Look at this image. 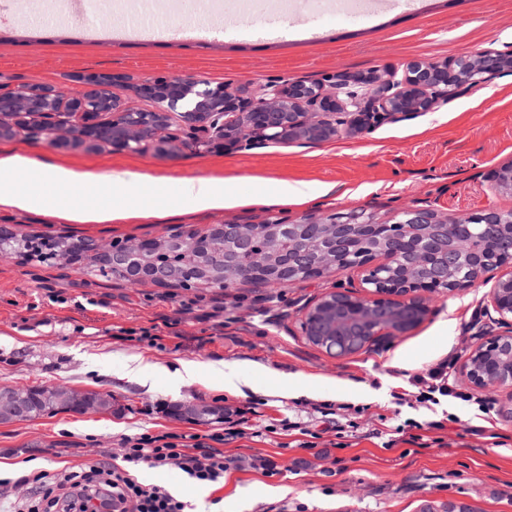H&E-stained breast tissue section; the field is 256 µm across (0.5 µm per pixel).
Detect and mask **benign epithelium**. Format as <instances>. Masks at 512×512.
<instances>
[{"label": "benign epithelium", "instance_id": "obj_1", "mask_svg": "<svg viewBox=\"0 0 512 512\" xmlns=\"http://www.w3.org/2000/svg\"><path fill=\"white\" fill-rule=\"evenodd\" d=\"M512 69V54L483 50L471 56L408 62L401 78L372 71H340L331 88L320 81L290 80L258 90H232L194 77H159L139 84L146 109L114 94L126 82L118 74L79 76L81 90L0 86V138L39 137L52 147L107 145L114 151H161L187 132L181 145L231 150L245 141L320 144L432 112L465 85L477 86ZM362 88L343 99L338 89ZM494 185L512 191V164L491 170ZM191 253V265L152 257L156 244ZM112 273L132 286H189L202 275L215 288L237 282L280 286L361 270L359 288H335L314 299L301 321L303 336L342 359L385 345L432 312L435 300L478 283L490 285L487 337L471 343L460 375L478 391L501 390L512 398V210L491 207L448 220L432 207H412L380 221L365 209L328 215L308 213L294 223L217 224L206 232L187 227L157 239L97 245ZM469 271L456 275L462 264ZM0 390V425L22 421L30 409L65 402L82 414H102L92 391L65 386Z\"/></svg>", "mask_w": 512, "mask_h": 512}]
</instances>
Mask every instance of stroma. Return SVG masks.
<instances>
[{
  "instance_id": "35a3bbf8",
  "label": "stroma",
  "mask_w": 512,
  "mask_h": 512,
  "mask_svg": "<svg viewBox=\"0 0 512 512\" xmlns=\"http://www.w3.org/2000/svg\"><path fill=\"white\" fill-rule=\"evenodd\" d=\"M291 38H241L251 19H231L224 38L115 36L103 32L105 13L83 10L63 26L29 33L0 0V85H65L76 88L78 75L122 74L119 88L130 96L141 82L160 76H196L237 88L278 84L289 79L331 81L346 70L382 74L402 71L415 58L469 56L490 48L512 52V0H420L418 11L375 5L357 20L342 17L330 0H311ZM20 153L43 163H61L100 176L128 171L141 175L134 194L103 186L96 195L80 188L58 191L49 207L91 199L101 205L130 201L164 209L149 222L76 224L37 212L0 209V225L16 234L71 236L95 242L157 238L192 226L256 221L268 215L296 220L303 214H330L369 207L381 217L417 204L460 218L489 206L512 209V191H500L486 173L512 163V72L479 88L463 91L432 112L386 124L351 138L318 145H244L231 153L196 154L180 150L115 152L101 146L61 151L41 139H0V154ZM228 178L237 195H275L281 183L304 182L313 194L301 206L248 204L192 211L176 197L183 179ZM356 273L268 288L241 283L231 288L128 287L115 277L82 274L63 262L0 259V387L69 386L111 392L121 411L82 415L60 412L0 426V475L35 468L55 470L106 460L117 462L125 436L143 431L202 433L211 423L177 419L162 405L185 401L223 404L220 376L212 367L265 365L238 401L262 403L267 418L290 415L295 403H349L362 406L357 433L338 438L320 419L318 448L278 447L264 438L225 445V455L243 460L223 486L202 487L186 475L140 467L136 476L159 484L186 502L188 512H221L237 502L236 512H420L425 502H462L474 512H512V421L501 417L511 399L490 391L492 437L470 434L479 425L476 406L445 400L441 410L456 423L443 443L427 448L399 444L382 447L372 429L409 419H431L425 406L395 404L392 392L403 377L429 362L465 353L486 330V286L439 299L433 313L411 332L380 349L336 359L311 345L300 329L306 304L325 291L357 285ZM64 303H54L55 295ZM220 305L229 318L223 330L208 319ZM160 327L162 347L148 341H123L121 328ZM147 361V385L125 375L129 356ZM199 364V382L179 383V362ZM272 457L279 472L267 476L252 468Z\"/></svg>"
}]
</instances>
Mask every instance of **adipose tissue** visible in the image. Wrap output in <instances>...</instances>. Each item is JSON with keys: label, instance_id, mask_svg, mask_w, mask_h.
<instances>
[{"label": "adipose tissue", "instance_id": "obj_1", "mask_svg": "<svg viewBox=\"0 0 512 512\" xmlns=\"http://www.w3.org/2000/svg\"><path fill=\"white\" fill-rule=\"evenodd\" d=\"M33 175L43 187H84L99 183V176L78 172L62 165L38 164L19 154L0 158V208L30 211L38 209L42 197L39 193L19 190L9 174ZM178 193L187 198L199 210L221 209L237 204L238 199L226 192L224 183L211 178H192L180 181ZM153 207H105L90 203L69 206L60 215L79 224H107L127 218H150L156 216Z\"/></svg>", "mask_w": 512, "mask_h": 512}]
</instances>
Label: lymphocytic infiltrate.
I'll return each mask as SVG.
<instances>
[{
	"mask_svg": "<svg viewBox=\"0 0 512 512\" xmlns=\"http://www.w3.org/2000/svg\"><path fill=\"white\" fill-rule=\"evenodd\" d=\"M448 359H440L407 379L406 387L394 393L397 404L436 405L441 399H456L476 405L489 414L484 397L464 391L455 382ZM253 402L225 407L224 425L204 433H141L123 438L121 461L105 466L98 463L78 469L56 472L34 470L17 479H0V503L10 512H185V502L164 486L146 485L134 474L136 467L178 470L197 483L210 486L223 483L230 463L223 451L225 444L244 438L243 426L248 419L260 418ZM27 487L23 497H13L11 486Z\"/></svg>",
	"mask_w": 512,
	"mask_h": 512,
	"instance_id": "1",
	"label": "lymphocytic infiltrate"
}]
</instances>
